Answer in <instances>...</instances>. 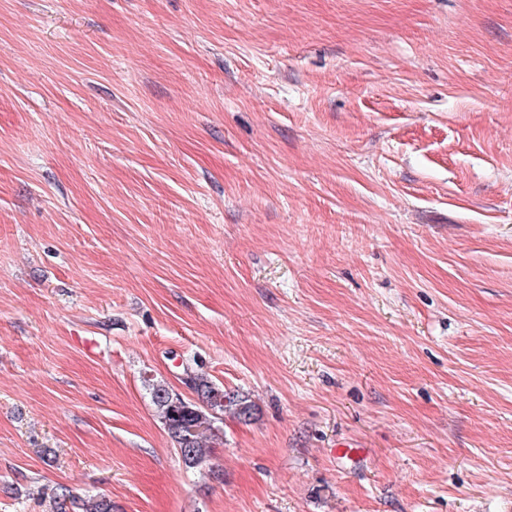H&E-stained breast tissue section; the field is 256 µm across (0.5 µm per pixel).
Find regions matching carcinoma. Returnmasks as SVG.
I'll use <instances>...</instances> for the list:
<instances>
[{"label":"carcinoma","instance_id":"cac0c4a2","mask_svg":"<svg viewBox=\"0 0 512 512\" xmlns=\"http://www.w3.org/2000/svg\"><path fill=\"white\" fill-rule=\"evenodd\" d=\"M190 381V388L197 397L195 401L186 397L178 403L171 401L173 390L161 382L151 384V399L177 454L184 455L182 466L192 471L206 467L217 479L219 474L211 463L208 450L224 443V431L219 426L222 419L197 405V401L215 404L224 398V388L206 375L193 371ZM224 410L241 422H248L252 417V405L238 392L232 393ZM51 512H112V500L98 495H75L62 487L53 496Z\"/></svg>","mask_w":512,"mask_h":512}]
</instances>
